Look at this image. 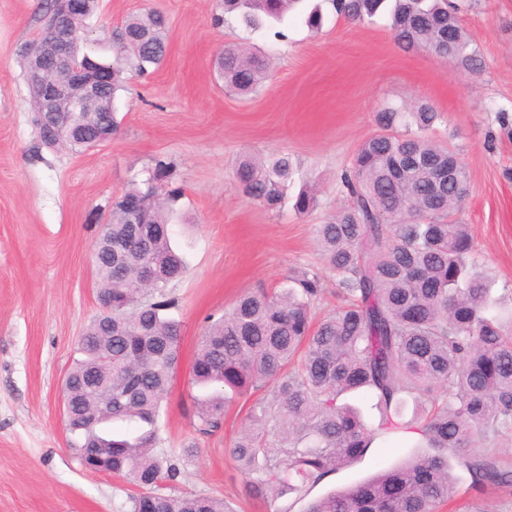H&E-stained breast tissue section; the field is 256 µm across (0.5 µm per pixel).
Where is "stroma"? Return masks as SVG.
<instances>
[{"label":"stroma","mask_w":512,"mask_h":512,"mask_svg":"<svg viewBox=\"0 0 512 512\" xmlns=\"http://www.w3.org/2000/svg\"><path fill=\"white\" fill-rule=\"evenodd\" d=\"M41 3L0 0V512H129L139 491L82 467L61 396L83 330L99 312L90 259L101 217L158 157L176 164L171 186L181 196L171 241L188 266L166 290L182 324L180 360L159 418V449L180 460L174 491L223 498L236 512H303L304 501L292 496L249 498L228 454L253 397L229 403L221 429L195 432L199 390L190 371L203 319L242 294L283 287L304 269L321 276L317 312L332 310L337 283L314 228L346 205L337 176L375 132L376 114L423 102L440 115L431 138L453 148L469 171L457 218L470 229L474 257L497 288L512 290V0H474L460 14L484 61L478 77L432 52L402 49L385 16L371 24L331 17L317 34L292 21L278 38L216 24L220 0H100L85 22L93 56L113 61L112 27L151 8L167 17L168 52L155 71L128 72L116 101L117 133L78 156L39 146L31 122L23 50L42 31ZM229 44L270 58L256 94L239 96L219 79L217 59ZM283 153L317 188L318 205L308 214H296L289 199L269 210L238 189L244 156ZM190 442L196 452L183 457ZM406 454L373 445L309 496L365 481Z\"/></svg>","instance_id":"obj_1"}]
</instances>
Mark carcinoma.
<instances>
[{
    "instance_id": "cac0c4a2",
    "label": "carcinoma",
    "mask_w": 512,
    "mask_h": 512,
    "mask_svg": "<svg viewBox=\"0 0 512 512\" xmlns=\"http://www.w3.org/2000/svg\"><path fill=\"white\" fill-rule=\"evenodd\" d=\"M327 11L360 23L385 14L402 48L431 51L474 74L482 70L449 0H224V12L236 13L252 32L292 17L318 32ZM112 41L115 93L124 67L145 74L163 63L166 18L154 10L133 16L112 31ZM219 68L226 87L248 95L261 87L266 62L226 47ZM437 118L428 105L384 109L381 131L341 170L348 204L316 227L339 287L334 310L316 316L321 278L303 271L287 288L247 293L229 311L205 317L191 384L221 391L195 398V431L223 426L226 392L252 395L273 385L228 448L255 500L305 497L374 442L401 439L416 448L404 461L308 501L303 512H439L457 495L451 457L476 491L512 494V458L496 448L512 436V307L493 295V281L472 257L468 225L456 219L469 190L465 164L447 144L421 135ZM397 123L418 132H389ZM37 138L75 155L88 150L66 136L52 142L42 128ZM173 170L172 161L154 159L148 177L112 201V254L97 242L92 265L99 301L112 302V314H99L84 330L82 358L68 373V427L81 434L78 456L110 448L112 475L143 488L130 498V512H234L222 498L167 492L180 468L154 453L181 343V325L168 315L176 302L165 294L185 272L171 245L169 206L179 196L169 188ZM293 174L286 154L249 156L238 168L242 194L270 210L287 197ZM316 205L308 186L295 196L299 214ZM348 393L376 399L375 427L340 401ZM109 394L112 430L104 434L94 416ZM410 399L419 418L407 420Z\"/></svg>"
}]
</instances>
